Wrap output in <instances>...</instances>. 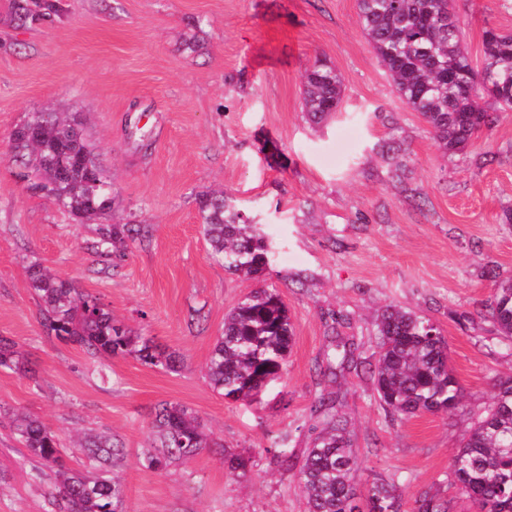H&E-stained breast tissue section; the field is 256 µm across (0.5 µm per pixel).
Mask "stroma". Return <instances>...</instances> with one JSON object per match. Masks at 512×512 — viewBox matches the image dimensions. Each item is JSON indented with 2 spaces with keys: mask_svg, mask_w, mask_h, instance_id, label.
<instances>
[{
  "mask_svg": "<svg viewBox=\"0 0 512 512\" xmlns=\"http://www.w3.org/2000/svg\"><path fill=\"white\" fill-rule=\"evenodd\" d=\"M62 4L61 17L20 27L13 0H0V337L28 366L0 369V512H59L54 472L11 429L18 412L55 434L76 471L89 463L75 438L119 440L126 512H306L299 468L323 395L341 401L358 492L395 477L401 512H415L426 491L467 512L450 462L512 375V342L483 311L512 279V112L444 154L393 91L356 0ZM453 8L473 64L485 28L512 32V0ZM318 59L341 75L345 100L316 125L302 90ZM44 109L80 114L112 177L114 223L142 225L124 255L97 251L94 225L28 191L11 163V132ZM391 146L406 164L398 177L384 159ZM220 188L260 216L272 250L264 276L211 259L198 201ZM36 262L176 352L179 369L93 358L56 338L27 284ZM261 288L288 308L291 350L260 400L229 401L206 364L225 313ZM389 304L440 327L463 389L456 413L394 420L379 406L367 369L374 318ZM340 344L354 364H341ZM165 402L193 409L216 445L151 469L152 414ZM282 437L286 465L271 453Z\"/></svg>",
  "mask_w": 512,
  "mask_h": 512,
  "instance_id": "35a3bbf8",
  "label": "stroma"
}]
</instances>
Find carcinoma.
Wrapping results in <instances>:
<instances>
[{
  "label": "carcinoma",
  "instance_id": "obj_1",
  "mask_svg": "<svg viewBox=\"0 0 512 512\" xmlns=\"http://www.w3.org/2000/svg\"><path fill=\"white\" fill-rule=\"evenodd\" d=\"M359 18L380 65L398 97L420 113L446 153L464 151L476 132L495 117L463 85L483 74L512 84V33L488 28L483 33V61L473 64L461 37V21L451 0H358ZM60 0L43 10L29 0H14L19 26L61 15ZM304 111L320 124L339 111L344 85L337 71L314 64L304 77ZM76 113L37 112L12 132V159L22 178L34 175L46 197L79 224L98 222L97 248L110 253L133 239L130 224L112 223V183L99 165L92 145L74 127ZM199 213L212 249L224 268L245 277L267 270L268 246L258 221L222 191L199 200ZM28 284L41 301L43 318L55 336L90 355L132 356L154 367L173 369L177 358L115 324L100 299L34 263ZM485 314L498 334L512 341V281L495 288ZM293 338L288 309L279 296L260 289L224 315V336L207 362L213 390L231 401L257 399L268 377H279ZM376 358L370 380L381 407L390 416L452 414L462 389L448 364L445 337L431 321L392 305L375 318ZM23 365L13 343L0 338V369ZM323 427L307 449L299 470L307 512H399L401 493L395 479L380 478L366 494L356 492L355 464L347 419L333 401L321 402ZM14 427L22 443L44 464L55 468L57 494L64 512H122L124 486L108 476L123 461L108 434L90 435L76 448L101 468L93 476L67 470L60 463L56 436L39 420L17 415ZM157 454L147 466L189 459L209 447L197 415L178 403H163L152 421ZM465 498L479 512H512V376L499 380L487 415L474 423L451 461ZM416 512H451L448 500L423 493Z\"/></svg>",
  "mask_w": 512,
  "mask_h": 512
}]
</instances>
